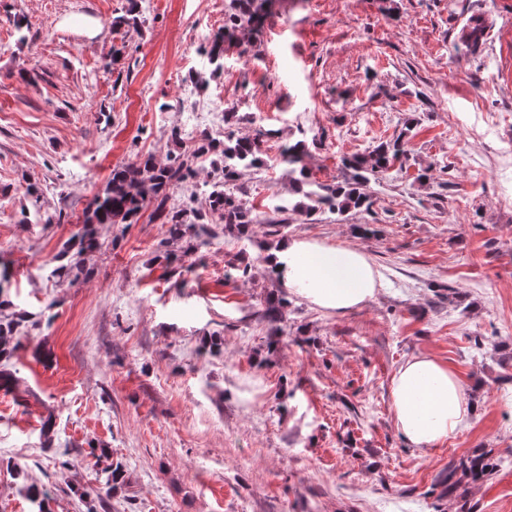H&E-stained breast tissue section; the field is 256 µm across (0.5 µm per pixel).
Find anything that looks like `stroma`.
<instances>
[{
    "label": "stroma",
    "instance_id": "stroma-1",
    "mask_svg": "<svg viewBox=\"0 0 512 512\" xmlns=\"http://www.w3.org/2000/svg\"><path fill=\"white\" fill-rule=\"evenodd\" d=\"M124 4L0 0L1 293L29 314L0 385V512H34L27 483L50 512H85L99 445L131 482L98 512H512V0H280L203 91L200 38L223 28L228 0H144L142 26L117 33ZM214 104L237 112L236 133L273 130L267 159L308 139L321 182L409 118L411 159L367 185L371 211L292 212L277 235L263 220L288 176L246 171L260 223L188 257L182 281L156 258L167 225L144 215L100 226L89 276L58 282L54 257L113 167L165 160L171 128ZM30 182L67 221L32 222ZM294 238L362 248L381 274L374 299L336 315L290 294L267 256ZM418 354L448 364L473 408L425 454L390 398ZM484 451L493 473L442 493L449 467Z\"/></svg>",
    "mask_w": 512,
    "mask_h": 512
}]
</instances>
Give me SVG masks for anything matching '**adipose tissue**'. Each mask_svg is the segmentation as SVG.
<instances>
[{
    "mask_svg": "<svg viewBox=\"0 0 512 512\" xmlns=\"http://www.w3.org/2000/svg\"><path fill=\"white\" fill-rule=\"evenodd\" d=\"M272 263L288 290L336 314L372 300L380 273L357 247L293 239L275 251ZM396 426L420 452L465 425L471 409L459 377L443 362L415 355L395 372L390 389Z\"/></svg>",
    "mask_w": 512,
    "mask_h": 512,
    "instance_id": "adipose-tissue-1",
    "label": "adipose tissue"
}]
</instances>
